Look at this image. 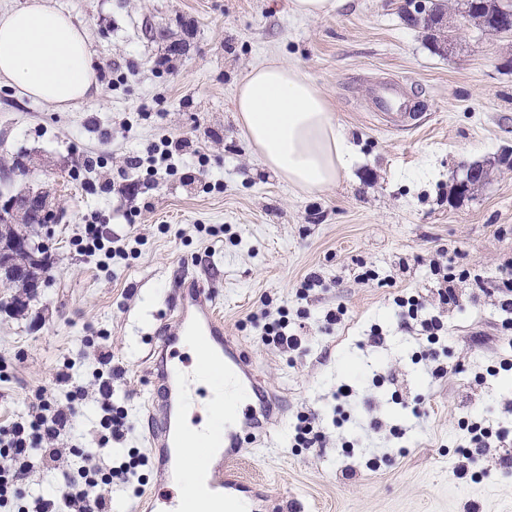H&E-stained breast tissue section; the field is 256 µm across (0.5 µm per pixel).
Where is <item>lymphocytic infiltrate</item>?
Segmentation results:
<instances>
[{
	"instance_id": "f902f5d3",
	"label": "lymphocytic infiltrate",
	"mask_w": 512,
	"mask_h": 512,
	"mask_svg": "<svg viewBox=\"0 0 512 512\" xmlns=\"http://www.w3.org/2000/svg\"><path fill=\"white\" fill-rule=\"evenodd\" d=\"M188 155L201 162L206 159L203 148L192 140L166 138L152 146L146 156L129 157L127 167L137 170L145 164L159 165L174 171ZM53 382L68 387V405L56 404L47 388L40 387L28 396L21 416L0 422V512H112V486L132 483L139 470L149 464L148 458L136 451L106 466L99 463L130 429L123 408L112 401V354L100 349L98 366L88 384L76 381L66 367L55 373ZM91 389L100 397L98 423L88 444L74 451L81 466L64 472L60 495H33L24 480L34 460L45 465L59 461L61 451L56 443L77 417V401ZM467 429L468 443L455 466L458 477L471 475L490 454L495 455L501 470L512 471V429L490 425L484 419L471 421Z\"/></svg>"
}]
</instances>
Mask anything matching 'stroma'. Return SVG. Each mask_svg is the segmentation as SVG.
Instances as JSON below:
<instances>
[{
	"mask_svg": "<svg viewBox=\"0 0 512 512\" xmlns=\"http://www.w3.org/2000/svg\"><path fill=\"white\" fill-rule=\"evenodd\" d=\"M86 29L101 94L60 112L0 83V194L56 183L65 210L49 239L50 280L20 314L14 289L0 287V358H19L0 381V421L28 394L51 385L64 359L81 375L96 366L85 337L107 334L112 399L134 430L124 443L147 453L142 420L146 356L182 274L207 278L224 326L253 354L262 379L287 408L277 435L242 450L241 475L269 485L268 512H512V472L482 463L479 478H457L462 422L480 415L512 427V332L496 299L479 289L512 258V36L475 29L435 48L401 15L402 0H346L337 15L294 16L289 0H53ZM277 58L299 66L325 94L347 131L355 160L336 185L306 192L266 168L235 120L234 95L253 67ZM404 82L418 103L419 128L387 131L371 86ZM186 137L208 162L195 182L131 171L126 160L162 137ZM103 164L72 177L79 155ZM30 163L12 171L14 160ZM492 166L490 179L457 196L463 163ZM138 255L101 268L72 241L90 216ZM468 270L458 301L440 303L434 265ZM323 284L306 295V274ZM422 308L406 320L398 297ZM345 308L340 325L324 317ZM287 310L296 352L263 345L264 323ZM443 329L429 345L421 318ZM385 343L365 346L372 330ZM435 348L437 361L421 353ZM445 375L432 373L435 363ZM354 390L336 401L339 385ZM425 416L412 414L416 398ZM320 415L321 441L292 445L298 416ZM404 433L389 447L390 428ZM378 468L366 465L370 456Z\"/></svg>",
	"mask_w": 512,
	"mask_h": 512,
	"instance_id": "1",
	"label": "stroma"
}]
</instances>
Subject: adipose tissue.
<instances>
[{
	"label": "adipose tissue",
	"instance_id": "adipose-tissue-1",
	"mask_svg": "<svg viewBox=\"0 0 512 512\" xmlns=\"http://www.w3.org/2000/svg\"><path fill=\"white\" fill-rule=\"evenodd\" d=\"M98 64L82 25L49 0L0 12V81L67 109L96 98ZM236 118L266 167L304 191L335 186L353 148L323 93L296 66L272 59L238 84Z\"/></svg>",
	"mask_w": 512,
	"mask_h": 512
}]
</instances>
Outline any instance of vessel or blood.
<instances>
[{"instance_id": "obj_1", "label": "vessel or blood", "mask_w": 512, "mask_h": 512, "mask_svg": "<svg viewBox=\"0 0 512 512\" xmlns=\"http://www.w3.org/2000/svg\"><path fill=\"white\" fill-rule=\"evenodd\" d=\"M374 110L395 130H409L419 118L413 102L399 84H378ZM163 341L147 358L150 388L145 402L147 443L161 462L160 481L170 484L184 448L198 446L199 483L208 496L224 502V512H256L255 503L242 496L245 486L237 468L241 448L270 437L282 427L283 417L272 405L256 370L254 357L224 328L215 298L197 277L180 279L170 314L155 330ZM195 341L193 356L175 346L178 337ZM206 361L223 378V386L195 398L194 360ZM226 405L227 425L215 430L211 407Z\"/></svg>"}]
</instances>
